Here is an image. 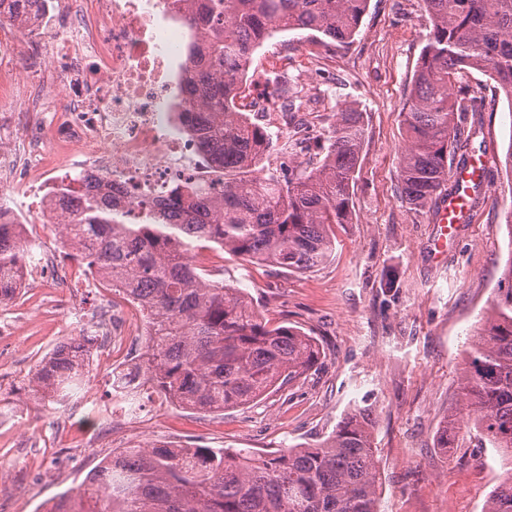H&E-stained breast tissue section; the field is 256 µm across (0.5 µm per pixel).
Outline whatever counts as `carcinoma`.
Listing matches in <instances>:
<instances>
[{
    "label": "carcinoma",
    "mask_w": 512,
    "mask_h": 512,
    "mask_svg": "<svg viewBox=\"0 0 512 512\" xmlns=\"http://www.w3.org/2000/svg\"><path fill=\"white\" fill-rule=\"evenodd\" d=\"M205 42L191 44L200 112L186 113L204 153L224 168V194L203 192L190 207L151 209L122 223L112 201L75 187L64 243L112 276L150 311L154 360L147 380L173 404L210 412L248 405L312 369L320 351L295 326L270 327L240 288L205 279L191 261L209 242L255 264L310 270L332 253L331 227L352 219V189L365 140L362 113L336 112L323 157L256 176L267 131L239 104L253 56L279 32L312 31L334 44L358 33L370 0H195ZM432 28L403 109L399 157L404 198L423 206L453 192L448 162L468 163V115L485 111L481 88L457 86L468 69L488 74L512 99V0H424ZM26 248L14 224L0 223V304L22 285ZM467 352L462 396L480 445L512 458V261ZM90 338L76 336L35 366L34 390L66 396L89 372ZM378 459L360 415L315 446L268 456L168 442L118 448L74 493L48 512H378ZM483 512H512V476Z\"/></svg>",
    "instance_id": "1"
}]
</instances>
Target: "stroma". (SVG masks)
<instances>
[{
    "mask_svg": "<svg viewBox=\"0 0 512 512\" xmlns=\"http://www.w3.org/2000/svg\"><path fill=\"white\" fill-rule=\"evenodd\" d=\"M431 28L423 0H370L358 33L346 45L310 31L275 34L250 67L259 80L282 76L303 105L291 123L267 111L260 123L272 145L270 171L283 161L315 160L342 106L362 112L367 136L353 188V221L335 226V248L304 272L257 265L207 251L206 279L243 289L261 318L314 336L318 363L280 391L221 413L183 409L154 391L142 398L143 420L131 426L80 418L69 408L40 402L30 385L36 361L76 334L82 315L101 303L72 279L66 292L32 282L27 300L0 305L11 329L0 337V414L18 416L0 428V512H41L57 495L74 491L112 450L162 440L174 445L247 449L269 455L324 440L343 419L364 413L379 460V512H483L512 459L480 447L468 430L436 444L449 414L465 418L459 383L466 350L488 313L500 269L512 256L504 217L512 210V105L494 81L466 70L459 83L482 87L486 110L472 145L492 158L472 222L461 225L443 256L429 246L433 205L416 207L400 194L401 113L416 63ZM309 129L308 149L288 154L293 127ZM20 206L29 230L58 268L77 266L59 229L45 224L38 203ZM396 273L393 287L384 278Z\"/></svg>",
    "mask_w": 512,
    "mask_h": 512,
    "instance_id": "35a3bbf8",
    "label": "stroma"
}]
</instances>
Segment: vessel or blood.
Masks as SVG:
<instances>
[{
    "label": "vessel or blood",
    "mask_w": 512,
    "mask_h": 512,
    "mask_svg": "<svg viewBox=\"0 0 512 512\" xmlns=\"http://www.w3.org/2000/svg\"><path fill=\"white\" fill-rule=\"evenodd\" d=\"M489 168L490 161L485 155L475 163L455 168L452 179L459 185L460 191L442 199L435 211L437 230L431 242L434 254H443L448 248L449 241L455 239L458 226L468 211L465 195L473 184L485 179Z\"/></svg>",
    "instance_id": "vessel-or-blood-1"
}]
</instances>
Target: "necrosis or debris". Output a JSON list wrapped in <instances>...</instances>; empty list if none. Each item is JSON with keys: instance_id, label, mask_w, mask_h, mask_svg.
<instances>
[{"instance_id": "obj_1", "label": "necrosis or debris", "mask_w": 512, "mask_h": 512, "mask_svg": "<svg viewBox=\"0 0 512 512\" xmlns=\"http://www.w3.org/2000/svg\"><path fill=\"white\" fill-rule=\"evenodd\" d=\"M190 2L0 0V53L17 62L40 43L52 58L50 67L0 92L20 101L0 113V141L11 143L0 148V180L11 189L10 199H0V222L27 223L15 200L36 196L48 223H68L60 207L65 178L49 167L62 145L68 176L99 180L128 224L147 207L171 203L177 186L221 195L215 168L179 118L195 109L183 91L191 70L185 49L201 36L185 21ZM82 281L105 302L85 335L101 338L113 371L144 391L131 365H147L152 355L128 357L127 343L146 326V308L96 268Z\"/></svg>"}]
</instances>
